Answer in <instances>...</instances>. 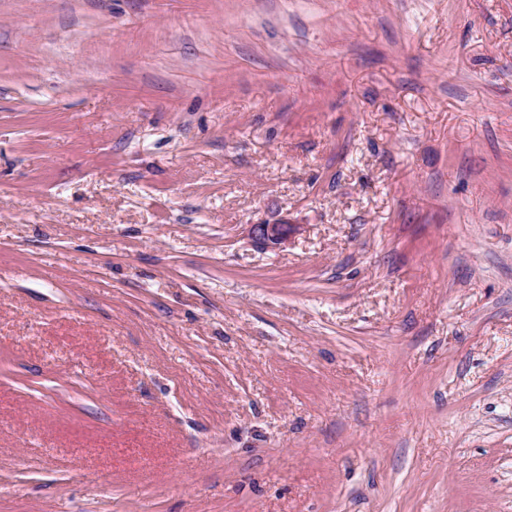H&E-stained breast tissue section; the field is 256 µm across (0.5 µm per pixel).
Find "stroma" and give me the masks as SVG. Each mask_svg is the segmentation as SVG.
I'll return each mask as SVG.
<instances>
[{"label":"stroma","instance_id":"35a3bbf8","mask_svg":"<svg viewBox=\"0 0 512 512\" xmlns=\"http://www.w3.org/2000/svg\"><path fill=\"white\" fill-rule=\"evenodd\" d=\"M0 512H512V0H0ZM296 230L294 224H252L248 227L251 240L260 247L280 245Z\"/></svg>","mask_w":512,"mask_h":512}]
</instances>
